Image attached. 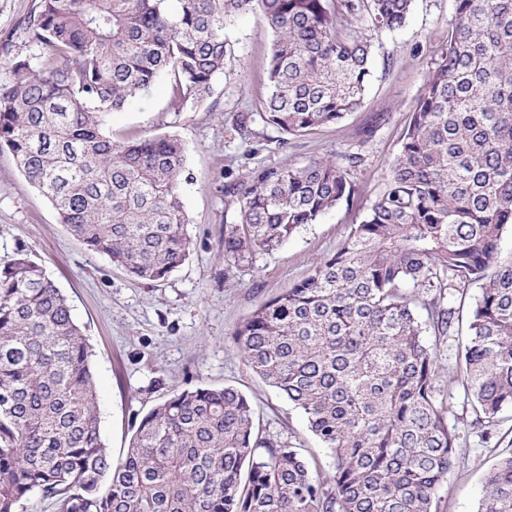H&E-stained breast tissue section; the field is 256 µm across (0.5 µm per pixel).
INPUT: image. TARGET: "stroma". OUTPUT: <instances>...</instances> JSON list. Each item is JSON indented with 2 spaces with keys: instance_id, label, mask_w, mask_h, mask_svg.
Here are the masks:
<instances>
[{
  "instance_id": "obj_1",
  "label": "stroma",
  "mask_w": 512,
  "mask_h": 512,
  "mask_svg": "<svg viewBox=\"0 0 512 512\" xmlns=\"http://www.w3.org/2000/svg\"><path fill=\"white\" fill-rule=\"evenodd\" d=\"M39 0H0V84L10 83L15 60L35 51L26 32ZM454 0H414L405 24L375 29L361 21L373 45L372 75L362 106L338 125L283 137L254 122L250 139L235 130L238 115L262 110L268 95L272 30L245 16L224 30L223 73L194 108L174 111L166 81L131 110L112 113V137L125 141L169 134L187 149L182 200L192 242L186 262L164 280L129 277L61 224L51 203L32 187L8 150H0V262L24 251L41 260L61 289L92 349L100 433L121 460L136 421L175 389L231 386L242 391L260 425L280 432L304 455L329 456L307 430L300 411L256 376L232 334L262 302L309 276L317 261L336 252L351 225L360 223L387 187V168L401 147L413 107L448 38ZM329 158L346 168L356 193L316 223L305 225L276 251L252 264L224 258V230L235 223L237 200L227 186L244 189L252 172L302 166ZM451 410L460 462L440 493L439 512H477L481 481L494 460L491 444L470 426L473 418L448 372L437 381Z\"/></svg>"
}]
</instances>
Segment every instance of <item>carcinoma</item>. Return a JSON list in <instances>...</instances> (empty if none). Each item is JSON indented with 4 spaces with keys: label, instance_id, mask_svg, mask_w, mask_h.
Returning <instances> with one entry per match:
<instances>
[{
    "label": "carcinoma",
    "instance_id": "cac0c4a2",
    "mask_svg": "<svg viewBox=\"0 0 512 512\" xmlns=\"http://www.w3.org/2000/svg\"><path fill=\"white\" fill-rule=\"evenodd\" d=\"M388 188L313 274L234 331L245 363L303 414L324 469L256 426L232 387L174 390L134 425L118 465L102 439L91 351L60 289L19 253L0 266V512L37 494L55 512H435L459 463L436 382L466 328L459 373L488 441L512 408V0H454ZM413 0H40L38 54L0 85V147L88 249L158 281L191 252L186 151L171 135L116 142L111 113L168 79L182 109L224 71V27L273 32L260 121L287 136L343 122L368 87L371 40L343 23L402 26ZM331 159L265 169L224 232L250 263L354 195ZM480 293L467 317L455 306ZM477 512H512V449Z\"/></svg>",
    "mask_w": 512,
    "mask_h": 512
}]
</instances>
